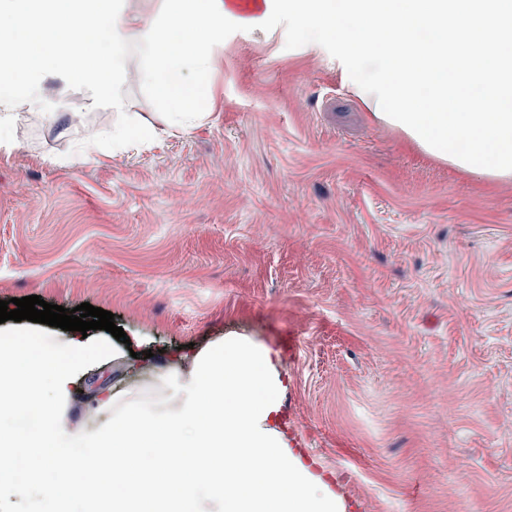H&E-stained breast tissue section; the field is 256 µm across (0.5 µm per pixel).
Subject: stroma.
I'll list each match as a JSON object with an SVG mask.
<instances>
[{"label": "stroma", "instance_id": "stroma-1", "mask_svg": "<svg viewBox=\"0 0 512 512\" xmlns=\"http://www.w3.org/2000/svg\"><path fill=\"white\" fill-rule=\"evenodd\" d=\"M214 54L212 114L184 134L129 87L156 136L120 148L113 112L49 86L105 139L32 119L0 148V300L110 311L159 365L293 333L288 431L346 472L345 512H512V179L426 155L287 22L225 21ZM112 387L153 380L93 370L78 421Z\"/></svg>", "mask_w": 512, "mask_h": 512}]
</instances>
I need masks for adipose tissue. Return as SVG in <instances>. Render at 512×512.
Segmentation results:
<instances>
[{"mask_svg": "<svg viewBox=\"0 0 512 512\" xmlns=\"http://www.w3.org/2000/svg\"><path fill=\"white\" fill-rule=\"evenodd\" d=\"M274 9L311 51L332 48L349 89L409 142L512 177V0H162L154 18L129 0H0V147L22 116L55 120L52 82L106 102L116 139L150 134L129 114L131 83L192 130L215 107L225 19L259 29ZM119 360L134 374L147 363L106 340L0 332V512H344L286 431L277 350L228 336L176 351L155 391L103 393L106 420L72 423L89 366ZM21 402L36 428L18 424Z\"/></svg>", "mask_w": 512, "mask_h": 512, "instance_id": "adipose-tissue-1", "label": "adipose tissue"}]
</instances>
